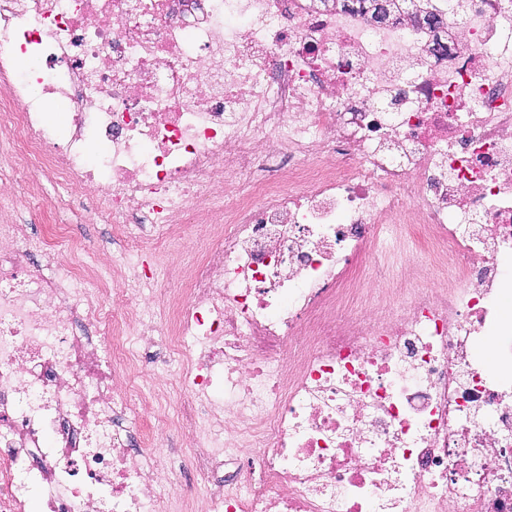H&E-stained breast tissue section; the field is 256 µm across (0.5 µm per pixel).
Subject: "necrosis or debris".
<instances>
[{
    "label": "necrosis or debris",
    "mask_w": 512,
    "mask_h": 512,
    "mask_svg": "<svg viewBox=\"0 0 512 512\" xmlns=\"http://www.w3.org/2000/svg\"><path fill=\"white\" fill-rule=\"evenodd\" d=\"M424 6L0 0V512H512V0ZM390 2V14L387 18L389 20L390 16H394L396 13L406 14L409 19L415 22H419V19L425 16L430 18V22L427 24L431 28L439 27L443 24L442 15L439 13H434L432 11H424L419 9L420 0H388ZM408 4V5H407ZM411 11V12H410ZM386 20V21H387ZM42 192L45 206L41 214L20 208L13 215L15 223L29 224V231L33 237L47 234L53 224H72L79 234L90 240L91 249L99 247L112 252L119 249L118 245L112 244V238L104 234L102 225L83 223L85 209L88 210L92 206L91 200L60 198L57 188L48 182H43Z\"/></svg>",
    "instance_id": "1"
}]
</instances>
